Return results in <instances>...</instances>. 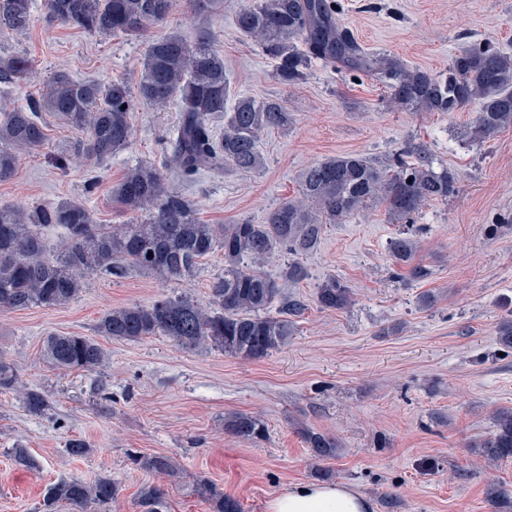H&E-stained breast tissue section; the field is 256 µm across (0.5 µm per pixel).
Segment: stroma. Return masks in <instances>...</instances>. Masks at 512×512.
<instances>
[{"label":"stroma","mask_w":512,"mask_h":512,"mask_svg":"<svg viewBox=\"0 0 512 512\" xmlns=\"http://www.w3.org/2000/svg\"><path fill=\"white\" fill-rule=\"evenodd\" d=\"M253 0H216L207 16L191 0H177L160 25L138 37L103 40L72 25L50 23L36 0L29 27L0 36V57L28 61L26 76L0 83V100L26 104L58 68L101 85L136 83L149 42L178 32L212 34L224 59L232 97L278 98L290 113L286 128L265 131L258 143L262 168L171 176L208 224L266 223L284 200L297 197L301 172L340 153L382 162L407 144L426 143L436 165L458 176L448 200L423 206L413 222L391 221L381 205L342 224L326 225L300 279L282 282L285 296L303 301L288 344L259 360L179 348L164 336L105 339L106 362L95 373L64 372L42 356L47 336L93 335L107 311L184 295L211 305V286L224 274V251L202 260L188 282H164L138 271L115 277L92 273L69 304L51 310H0V356L21 383L50 402L27 412L15 392L0 390V512H43L46 487L61 479L119 485L106 506L86 512H142L143 487L165 493L164 512H213L212 493L237 498L242 512H266L268 500L316 478L315 459L300 430L335 436L343 451L324 461L332 480L368 499L373 512H494L488 479L512 489V458L485 470L476 444L493 416L512 408V355L496 344L502 316L512 312V128L478 143L474 114L396 108L381 82L311 61L305 79L280 83L275 65L241 35L237 12ZM359 43L409 65L446 71L460 51L492 45L512 51V0H329ZM177 106L158 111L135 104L132 143L111 160L62 164L79 134L43 113L46 140L21 155L16 174L0 182V207L52 205L79 199L97 223L124 224L129 214L112 203L113 184L140 162L166 166L162 137L179 121ZM413 233L423 280L394 275L390 243ZM347 283L352 306L320 309L315 293L329 277ZM435 294L433 308L418 306ZM232 411L259 415L265 440L244 444L224 432ZM80 440L88 454H70ZM32 459L23 465L14 448ZM171 458L173 476L156 475L145 459Z\"/></svg>","instance_id":"stroma-1"}]
</instances>
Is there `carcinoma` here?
I'll list each match as a JSON object with an SVG mask.
<instances>
[{"mask_svg":"<svg viewBox=\"0 0 512 512\" xmlns=\"http://www.w3.org/2000/svg\"><path fill=\"white\" fill-rule=\"evenodd\" d=\"M33 0H0V34L20 33L31 20ZM175 0H44L49 19L76 25L96 37L137 36L162 23ZM236 29L253 38L263 54L276 63L277 79L287 85L303 80L313 59L350 71L369 74L390 89L393 101L421 112H456L473 106L471 134L480 139L512 127V53L491 48L470 49L440 74L376 56L337 21L327 0H255L235 16ZM27 73L26 61L0 59V83H14ZM177 100L180 119L166 138L167 168L181 177L226 167L256 170L261 165L258 142L270 128L285 127L290 114L277 98L240 97L228 105L224 59L207 30L189 41L177 33L153 40L147 49L136 86L114 81L106 87L82 81L65 70L48 77L39 96L24 107L0 103V181L10 180L20 154L46 139L41 112H52L71 127L87 133L76 148L80 158L107 161L126 150L132 130L129 113L139 100L154 109ZM224 118V131L213 132L212 121ZM415 158L409 162L404 154ZM406 153L373 163L352 153L328 157L306 168L299 178V198L282 202L266 224H205L193 203L168 185L155 166H130L112 187V202L137 221L99 224L78 200L32 209L0 207V308H55L81 292L84 277L93 271L120 276L132 268L163 281L192 278L199 263L215 248L224 249V276L212 284L218 310L185 296H165L152 304L118 307L96 325L106 339L138 341L165 336L178 347L207 346L242 360H259L281 349L293 334L294 318L304 310L301 300L285 298L276 278L263 267L279 253L293 256L284 276H303L298 257L321 239L324 225L341 224L373 204L389 216L409 222L429 201L446 200L457 190L455 173L435 169L427 146L412 144ZM59 233L49 244L48 232ZM395 264L414 279L428 270L414 263L416 241L399 234L391 241ZM319 307L342 311L353 302V290L330 277L316 292ZM279 304L278 315L267 310ZM500 350L512 352V317L498 328ZM47 362L58 369L92 372L105 359L102 345L89 337L52 334L44 343ZM0 390H18L32 414L49 410L36 388L18 389L14 365L0 357ZM224 433L241 442L266 438L268 428L257 415L229 412ZM302 438L320 461L340 455L341 445L327 433L307 428ZM491 463L512 458V409L494 416V429L478 444ZM144 466L170 476L175 466L165 457H152ZM118 485L103 477L93 483L61 479L49 485L43 501L47 512L69 505L75 512L90 504L105 505L118 494ZM486 497L499 512H512V492L497 483ZM145 512H158L162 491L146 486L140 493Z\"/></svg>","mask_w":512,"mask_h":512,"instance_id":"1","label":"carcinoma"}]
</instances>
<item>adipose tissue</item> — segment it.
I'll return each mask as SVG.
<instances>
[{
	"label": "adipose tissue",
	"mask_w": 512,
	"mask_h": 512,
	"mask_svg": "<svg viewBox=\"0 0 512 512\" xmlns=\"http://www.w3.org/2000/svg\"><path fill=\"white\" fill-rule=\"evenodd\" d=\"M267 512H372V505L346 485L305 482L271 497Z\"/></svg>",
	"instance_id": "1"
}]
</instances>
